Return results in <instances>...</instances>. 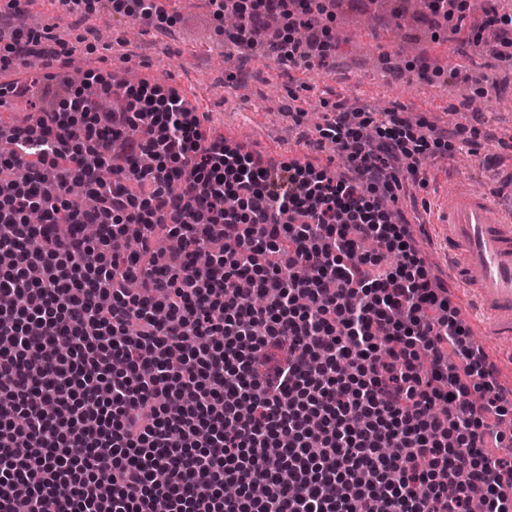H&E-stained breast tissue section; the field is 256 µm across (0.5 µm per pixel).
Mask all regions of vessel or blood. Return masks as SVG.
<instances>
[{
  "label": "vessel or blood",
  "instance_id": "vessel-or-blood-1",
  "mask_svg": "<svg viewBox=\"0 0 512 512\" xmlns=\"http://www.w3.org/2000/svg\"><path fill=\"white\" fill-rule=\"evenodd\" d=\"M426 221L443 236L448 281L467 310L485 335L512 342V206L494 190L447 187L431 195Z\"/></svg>",
  "mask_w": 512,
  "mask_h": 512
}]
</instances>
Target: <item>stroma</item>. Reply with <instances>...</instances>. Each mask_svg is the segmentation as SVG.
I'll list each match as a JSON object with an SVG mask.
<instances>
[{
	"label": "stroma",
	"instance_id": "35a3bbf8",
	"mask_svg": "<svg viewBox=\"0 0 512 512\" xmlns=\"http://www.w3.org/2000/svg\"><path fill=\"white\" fill-rule=\"evenodd\" d=\"M373 8L371 0H339L337 6L309 18L314 31L328 30L335 49L330 63L307 69L306 81H297L296 65L282 64L274 55L250 52L235 69L222 70L216 52L232 47L222 35L211 0H172L171 25L184 16H197L194 34L203 40L201 52L188 53L176 41L154 36L130 38L126 51L114 43L127 36V20L113 17L109 0H98L94 11L74 14L63 21L55 13L41 15L55 33L63 34L76 50L71 64L82 72L110 75L132 70L148 73L161 88L186 89L193 105L208 113L213 136L240 147L254 158L288 151L290 159L344 174L346 168L331 143L310 146L316 138L314 124L301 112L304 103L317 105L321 120L333 117L336 102L367 112L373 123H382L386 111H398L427 128L450 131L455 125L472 129V145L452 139L450 149L426 153L420 168L425 174H453L464 188L512 185V45L508 59L480 54L472 40L478 31L479 9H493L512 18V0H478L462 24L436 21L431 15L410 17L402 27L380 19L373 37H364L362 18ZM458 69L461 81L448 78ZM348 71L350 84L336 79ZM497 80L500 90L491 95L482 111L461 108L462 98L479 100L485 78ZM410 231L420 250L432 284H447L448 265L431 225L414 224Z\"/></svg>",
	"mask_w": 512,
	"mask_h": 512
}]
</instances>
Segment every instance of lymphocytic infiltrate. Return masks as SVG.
Segmentation results:
<instances>
[{
	"label": "lymphocytic infiltrate",
	"instance_id": "f902f5d3",
	"mask_svg": "<svg viewBox=\"0 0 512 512\" xmlns=\"http://www.w3.org/2000/svg\"><path fill=\"white\" fill-rule=\"evenodd\" d=\"M233 2L238 43L273 14L279 56L325 66L328 36H298L321 0ZM30 56L70 53L0 11V72ZM114 95L125 110L97 111ZM202 124L178 92L90 72L0 125V170L28 171L0 183V296L24 301L0 305V512H512L490 454L508 399L389 208L446 132L392 111L371 139L337 107L318 130L336 177Z\"/></svg>",
	"mask_w": 512,
	"mask_h": 512
}]
</instances>
